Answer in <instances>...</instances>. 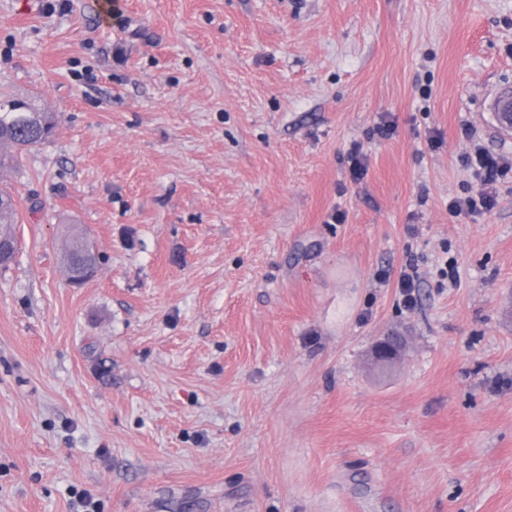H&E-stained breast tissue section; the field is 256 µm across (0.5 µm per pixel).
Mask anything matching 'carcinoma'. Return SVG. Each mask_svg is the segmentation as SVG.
Returning a JSON list of instances; mask_svg holds the SVG:
<instances>
[{
    "label": "carcinoma",
    "mask_w": 512,
    "mask_h": 512,
    "mask_svg": "<svg viewBox=\"0 0 512 512\" xmlns=\"http://www.w3.org/2000/svg\"><path fill=\"white\" fill-rule=\"evenodd\" d=\"M54 120L46 112L40 111L32 99L15 97L0 98V145L9 143L17 150L35 148L48 141L54 131ZM18 223V203L12 192L0 188V235L7 236L9 249L0 251V270H5L14 262L18 250V239L14 224ZM83 235L70 236L66 251L65 264L76 265L84 244Z\"/></svg>",
    "instance_id": "cac0c4a2"
}]
</instances>
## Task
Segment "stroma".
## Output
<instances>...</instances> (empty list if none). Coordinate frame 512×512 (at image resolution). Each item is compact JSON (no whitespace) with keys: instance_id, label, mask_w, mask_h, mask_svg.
I'll return each mask as SVG.
<instances>
[{"instance_id":"1","label":"stroma","mask_w":512,"mask_h":512,"mask_svg":"<svg viewBox=\"0 0 512 512\" xmlns=\"http://www.w3.org/2000/svg\"><path fill=\"white\" fill-rule=\"evenodd\" d=\"M511 88L512 0H0V512H512ZM54 120L41 112L35 100L15 97L0 98V145L9 143L20 152L48 141L54 131ZM476 167V176L480 189L475 194L465 198L455 199L449 205V210L456 214H472L481 209H490L495 204L493 189L500 176L512 169V162L501 155H495L477 146L474 157L469 160ZM11 217L10 222H4L5 218ZM14 224H18V203L12 192L8 189L0 188V235L7 236L9 249H3L1 244L0 252V270H5L14 262L18 250V239L15 234ZM407 264L400 271L397 287L399 288V295L401 301L407 309L411 310L416 305V297L414 291L416 288V281L418 278L416 268L411 264ZM401 348L402 345L393 336H386L372 345L371 355L378 365L388 366L400 357Z\"/></svg>"}]
</instances>
